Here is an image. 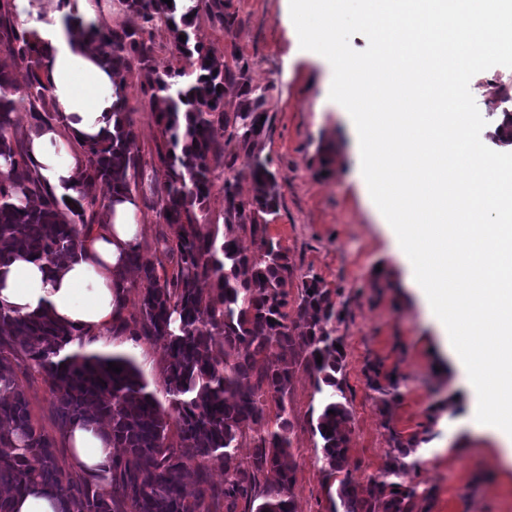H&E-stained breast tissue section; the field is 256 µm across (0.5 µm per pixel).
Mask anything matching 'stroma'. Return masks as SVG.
I'll use <instances>...</instances> for the list:
<instances>
[{"mask_svg":"<svg viewBox=\"0 0 512 512\" xmlns=\"http://www.w3.org/2000/svg\"><path fill=\"white\" fill-rule=\"evenodd\" d=\"M223 22L200 19L195 39L226 64L246 66L244 81L224 88V109L241 106L245 87L267 91L268 121L254 151L277 175L278 208L267 234L288 252L294 275L288 305L296 307L302 275H317L342 318L341 379L351 411L347 467L359 495L385 467L395 443L411 446L420 466L407 479L417 487L415 512H512V469H503L495 442L479 434L469 393L455 362L443 353L436 327L408 285L405 264L393 251L383 215L364 189L355 129L341 105L324 91L330 63L300 49L289 24L288 0H222ZM127 107L135 113L134 153L148 155L160 142L151 104L138 74L126 77ZM512 86V68L476 74L470 91L486 118L489 142L500 104L492 84ZM105 350L131 356L150 385L161 382L160 345L135 336L102 334ZM395 377L398 398L384 401L376 375ZM38 428L55 434V413L42 375L18 370ZM314 377L296 368L288 393L294 424L293 494L297 512H329L334 477L323 469L319 439L309 423L317 405Z\"/></svg>","mask_w":512,"mask_h":512,"instance_id":"obj_1","label":"stroma"}]
</instances>
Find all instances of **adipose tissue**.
<instances>
[{
	"mask_svg": "<svg viewBox=\"0 0 512 512\" xmlns=\"http://www.w3.org/2000/svg\"><path fill=\"white\" fill-rule=\"evenodd\" d=\"M13 17L40 53L58 118L27 143L32 167L56 197L79 187L81 144L111 134L127 85L102 62L95 32L110 22L97 0H14ZM143 226L135 198L107 197L104 223L83 238L81 256L63 267L22 254L0 267V304L27 315L43 310L61 324L99 334L115 323V290L127 274L126 257ZM65 443L71 465L109 490L112 444L95 423L72 426Z\"/></svg>",
	"mask_w": 512,
	"mask_h": 512,
	"instance_id": "adipose-tissue-1",
	"label": "adipose tissue"
}]
</instances>
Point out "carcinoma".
<instances>
[{
  "label": "carcinoma",
  "instance_id": "1",
  "mask_svg": "<svg viewBox=\"0 0 512 512\" xmlns=\"http://www.w3.org/2000/svg\"><path fill=\"white\" fill-rule=\"evenodd\" d=\"M117 2L138 23L104 29L98 40L113 69L143 77L141 90L153 104L162 143L147 159L131 153L136 119L124 101L112 137L83 146L82 183L116 194L140 184L153 195L163 186L157 218L177 230L171 238L162 236L152 258L131 248L128 265L138 279L126 281L122 293L139 289V305L128 314L121 307L112 334L133 324L139 335L161 344L168 407L131 357L62 358L65 345L91 343L95 335L60 326L45 313L21 316L0 304V512H12V498L35 482L57 491L70 512H297L286 398L300 363L315 375L320 394L310 425L321 440L324 466L338 481L331 512H413L417 489L404 480L416 468L404 461L410 449L392 450L366 497L346 467L351 413L338 378L344 351L336 345L343 338L335 335L333 322L339 313L314 275L302 277L295 315L286 311L292 266L287 250L267 236V216L276 212L278 196L269 161L254 153L242 171L234 170L235 160L224 161L233 176L224 179L223 237L195 210L210 193L219 138L250 144L267 112L265 92L256 88L246 90L238 111H224L217 87L235 82L238 74L192 38L200 14L222 18L220 0ZM160 24L187 65L163 71L155 66ZM0 47L28 74L20 86L13 71L0 68V157L7 164L0 172V266L19 252L57 266L78 258L81 236L100 223L104 199L82 191L68 204L44 192L30 168L24 144L49 120L48 88L36 48L13 21L11 0H0ZM21 107L29 117L26 129L18 122ZM504 116L493 139L509 146L512 112ZM242 178L252 184L248 197L239 190ZM63 207L72 215L68 222L60 220ZM246 236L260 241L259 249L245 247ZM217 346L221 359L213 354ZM111 362L121 371L108 370ZM21 367L44 376L58 433L80 422L107 425L112 447L120 449L112 457L110 493L60 465L56 437L32 420L16 377ZM270 399L280 410L273 423L266 413ZM245 444L251 452L244 459L238 448ZM214 457L223 462L222 482L207 472ZM192 472L195 490L189 495L185 484Z\"/></svg>",
  "mask_w": 512,
  "mask_h": 512
}]
</instances>
